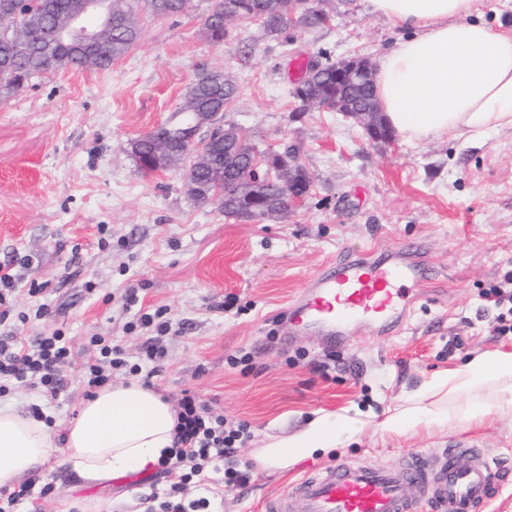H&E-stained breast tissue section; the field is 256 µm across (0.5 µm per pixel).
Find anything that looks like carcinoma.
<instances>
[{
  "instance_id": "carcinoma-1",
  "label": "carcinoma",
  "mask_w": 512,
  "mask_h": 512,
  "mask_svg": "<svg viewBox=\"0 0 512 512\" xmlns=\"http://www.w3.org/2000/svg\"><path fill=\"white\" fill-rule=\"evenodd\" d=\"M188 0H145L147 8L159 17L177 15L185 9ZM83 0H0V28H21L32 34L24 48H19L12 35L0 33V102H4L29 81L50 69H106L112 61L122 57L136 43L139 30L132 16L133 0H112L109 15L100 22H112L99 44L78 41L62 47L49 46L43 31L54 26L73 23L80 18ZM256 19L267 34L288 38V30L295 26L308 29L329 23L330 15L315 0H212L204 17L209 39L221 43L228 34L227 24L236 19ZM306 94L312 98L341 100L357 111L374 112L378 103L374 85H341L336 83V64L312 63L304 76ZM237 85L222 70L202 68L190 82L180 102L178 123H163L130 143V153L137 167L145 172L166 170L192 154L202 155L185 171L187 193L198 204L216 202L224 216L240 219L254 196L269 200L272 215L288 208L281 199L277 181H252L250 166L258 147L239 140L234 127L224 134L204 137L202 149L185 141L179 130L193 122L200 112H224L234 101Z\"/></svg>"
}]
</instances>
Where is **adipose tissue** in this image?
<instances>
[{
    "instance_id": "adipose-tissue-1",
    "label": "adipose tissue",
    "mask_w": 512,
    "mask_h": 512,
    "mask_svg": "<svg viewBox=\"0 0 512 512\" xmlns=\"http://www.w3.org/2000/svg\"><path fill=\"white\" fill-rule=\"evenodd\" d=\"M402 34L380 57L375 92L387 124L409 143L453 136L465 143L512 130V31L476 20V0H368ZM512 413V353L481 352L433 376L382 420L358 409L320 413L254 449L256 465L285 471L326 454L374 423L399 433ZM177 407L131 379L96 389L67 427L61 462L89 485L151 472L172 452ZM54 451L50 427L0 407V489L38 473Z\"/></svg>"
}]
</instances>
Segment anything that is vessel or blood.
<instances>
[{
	"instance_id": "1",
	"label": "vessel or blood",
	"mask_w": 512,
	"mask_h": 512,
	"mask_svg": "<svg viewBox=\"0 0 512 512\" xmlns=\"http://www.w3.org/2000/svg\"><path fill=\"white\" fill-rule=\"evenodd\" d=\"M427 257L418 246H374L330 262L285 312L293 325L327 327L342 340L346 325L402 326L422 298ZM500 490L482 456L456 464L448 456L411 455L405 469L338 462L292 481L263 500L264 512H477Z\"/></svg>"
}]
</instances>
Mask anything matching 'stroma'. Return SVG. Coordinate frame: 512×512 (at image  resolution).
I'll use <instances>...</instances> for the list:
<instances>
[{
    "label": "stroma",
    "instance_id": "obj_1",
    "mask_svg": "<svg viewBox=\"0 0 512 512\" xmlns=\"http://www.w3.org/2000/svg\"><path fill=\"white\" fill-rule=\"evenodd\" d=\"M209 0H190L177 15L137 8L138 42L105 69L51 71L0 103V265L18 277L16 315L0 335L60 330L73 353L52 403L18 386L0 406L43 404L52 437L85 396L80 368L90 336H114L129 361L145 340L130 322L167 308L171 328L152 383L170 399L194 391L213 412L246 422L238 450L248 463L269 435L301 428L316 412L347 407L382 415L439 372L484 351L512 352L497 334L499 308L484 300L488 284L512 272V130L476 144L451 138L372 146L353 120L314 108L292 117L293 60L378 62L401 30L374 15L368 0H328L330 25L289 30L288 42L260 22L234 21L221 44L204 28ZM220 69L238 85L224 119L248 141L293 145L311 177L304 205L276 219L244 223L217 203L186 193L185 167L146 173L129 143L175 120L199 67ZM423 246L429 298L396 334L351 325L347 343L315 329L292 333L284 312L324 264L374 244ZM40 293H31L32 283ZM138 301L127 304V289ZM49 316L38 319V306ZM251 355L248 367L230 356ZM336 364L334 379L314 373ZM464 442L495 462L503 486L483 512H512V415L471 425L418 428L388 435L367 425L340 448L280 474L253 468L248 484L225 490L213 512H260L261 499L284 491L311 468L339 461L401 469L410 453H441ZM35 492L20 512H151L167 479L152 473L85 485L60 455L33 475Z\"/></svg>",
    "mask_w": 512,
    "mask_h": 512
}]
</instances>
